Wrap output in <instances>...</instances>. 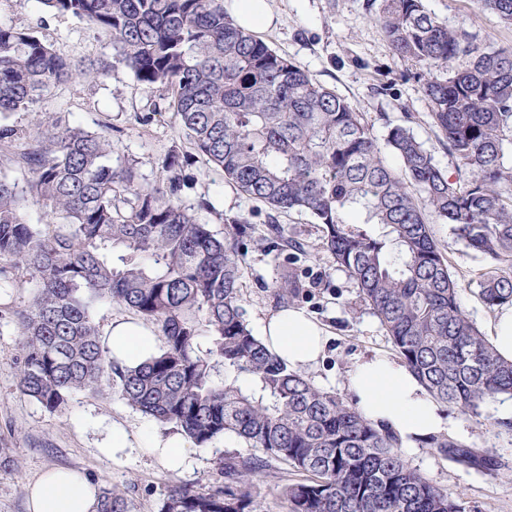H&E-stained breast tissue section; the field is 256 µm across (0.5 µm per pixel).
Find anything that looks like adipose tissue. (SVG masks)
<instances>
[{"mask_svg": "<svg viewBox=\"0 0 512 512\" xmlns=\"http://www.w3.org/2000/svg\"><path fill=\"white\" fill-rule=\"evenodd\" d=\"M259 334L270 352L300 373L319 365L328 344L324 328L295 308L267 318ZM108 347L113 360L134 366L157 353L159 341L154 328L141 321H117ZM348 389L367 419L387 426L407 446L432 435L461 431L460 425L445 418L415 375L389 354L357 359L349 372ZM96 504L94 486L69 470H50L29 488V512H95Z\"/></svg>", "mask_w": 512, "mask_h": 512, "instance_id": "obj_1", "label": "adipose tissue"}]
</instances>
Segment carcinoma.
<instances>
[{"instance_id": "obj_1", "label": "carcinoma", "mask_w": 512, "mask_h": 512, "mask_svg": "<svg viewBox=\"0 0 512 512\" xmlns=\"http://www.w3.org/2000/svg\"><path fill=\"white\" fill-rule=\"evenodd\" d=\"M37 2L108 34L115 62L157 94L153 111L174 113L229 183L274 211L314 218L321 249L435 401L478 420L487 402L512 396V360L463 307L430 224L450 225L486 260L475 273L486 307L512 304V48L448 29L423 0H383V34L397 57L422 67L461 181L402 125L385 138L398 160L390 164L362 113L241 27L223 0ZM474 2L512 25V0ZM461 57L465 65L452 66ZM111 75L110 62L84 65L28 29L0 25V292L36 289L14 312L19 391L56 412L78 392L109 389L198 446L233 434L253 449L218 458L223 482L213 489L169 486L159 512H256L255 481L272 461L302 475L280 490L286 512H466L352 399L288 369L253 335L241 289L246 223L219 235L199 221L214 206L184 203L192 161L181 145L144 183L135 160L111 159L107 134L40 109L60 85ZM19 114L27 124L10 121ZM30 204L44 209L36 223L25 218ZM266 241L289 251L272 284L285 308L307 296L293 268L306 245L278 224L267 225ZM105 301L154 326L159 352L132 368L113 361L94 317ZM423 444L467 468L498 467L491 448L448 436ZM96 512H132L128 493L98 488Z\"/></svg>"}]
</instances>
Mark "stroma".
I'll return each mask as SVG.
<instances>
[{"label":"stroma","mask_w":512,"mask_h":512,"mask_svg":"<svg viewBox=\"0 0 512 512\" xmlns=\"http://www.w3.org/2000/svg\"><path fill=\"white\" fill-rule=\"evenodd\" d=\"M271 23L258 36L269 46L302 66L319 84L345 98L363 112L377 138L400 124L423 143L435 163L448 175H456L454 157L437 136L430 107L418 78L420 67L395 56L377 21L380 0H268ZM427 9L448 23L449 29L475 33L502 47H512V26L492 14H478L473 0H425ZM0 25L25 26L75 59H111L109 37L69 14L44 11L37 0H0ZM153 95L143 90L132 74L115 66L106 84L73 83L53 90L41 104L43 111L58 112L66 121L80 123L91 131L106 132L112 139L113 157L133 158L145 181H154L157 163L178 139L173 113H153ZM192 187L186 202L207 196L215 214L201 219L213 230L223 231L226 221L239 219L248 225L251 242L242 262L245 318L251 331L278 311L271 285L283 257L268 248V221L281 224L283 234L305 243L308 253L298 267L307 272V297L299 302L312 319L324 326L328 346L309 379L317 386L347 394V377L356 357L393 347L378 318L361 301L348 274L329 254L318 249L319 227L304 213L271 214L225 181L222 172L203 161L189 169ZM432 230L446 253L453 272L469 283L461 300L482 332H490L496 311L486 308L472 284L475 271L484 264L481 256L468 252L448 225L436 223ZM32 289H18L9 310L0 312V445L12 448L14 465L0 467V512H29L28 486L54 468L79 470L95 475L100 483L128 492L134 512H158L169 485L217 486L221 477L214 462L218 457L246 454L244 443L227 434L206 446H191V467L167 471L146 447L151 437L170 438L176 431L160 426L127 405L116 395L79 393L62 412H51L22 395L16 388L15 359L19 338L13 311L25 308ZM502 400L488 402L481 419L459 411L451 416L465 428L469 444L494 447L502 464L498 476L489 477L463 468L437 449H404L409 463L449 495L462 496L468 512H512V430L501 427ZM127 431L131 454L112 460L102 449L109 443L113 425ZM288 465L276 462L262 473L254 488L259 512H285L279 485L294 479Z\"/></svg>","instance_id":"35a3bbf8"}]
</instances>
